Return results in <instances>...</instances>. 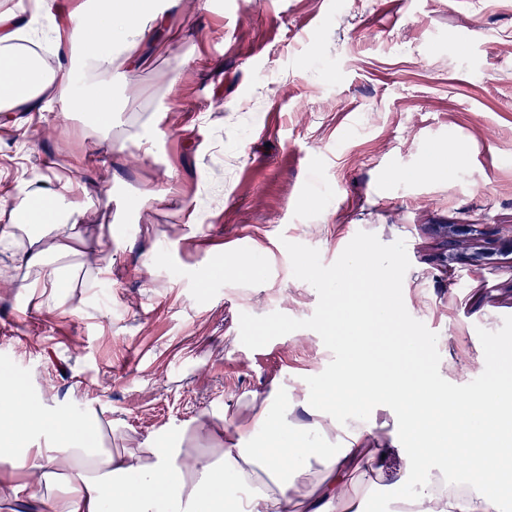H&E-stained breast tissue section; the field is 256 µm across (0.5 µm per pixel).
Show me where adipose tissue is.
<instances>
[{"label": "adipose tissue", "mask_w": 512, "mask_h": 512, "mask_svg": "<svg viewBox=\"0 0 512 512\" xmlns=\"http://www.w3.org/2000/svg\"><path fill=\"white\" fill-rule=\"evenodd\" d=\"M54 0H34L31 12L0 8V112L28 114L60 105L85 116L109 136L112 131V78L135 68L151 38L167 39L168 12L153 0H78L70 13L81 38L55 42L56 66H47L33 48L35 24L53 14ZM13 223L0 227V244L11 247L12 262L28 293L59 288L72 279L77 227L83 217L78 188L47 181L12 199L0 198ZM303 405L312 429L339 432L337 447L324 448L289 429L270 401L250 420L269 449L258 453L243 439L224 444L219 464L183 453L158 439L141 448L109 449L97 416L75 419L51 406L32 407L26 392L0 377V489L34 469L40 494L28 498L37 512L43 497L54 512H223L224 478L233 476L243 494L241 512H288L295 479L304 461L324 456L328 471L309 494L311 512H350L346 479L373 469L380 454L369 447L363 428L376 410L399 414L404 422L393 443L410 460L399 485L411 496V512H506V494L487 491L489 478L512 463V388L489 386L463 402L448 389L424 379H384L369 363L342 362L323 392L306 395ZM477 461V479L468 490L447 487L437 462L463 466Z\"/></svg>", "instance_id": "adipose-tissue-1"}]
</instances>
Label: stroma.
Returning <instances> with one entry per match:
<instances>
[{
  "instance_id": "obj_1",
  "label": "stroma",
  "mask_w": 512,
  "mask_h": 512,
  "mask_svg": "<svg viewBox=\"0 0 512 512\" xmlns=\"http://www.w3.org/2000/svg\"><path fill=\"white\" fill-rule=\"evenodd\" d=\"M173 20L114 77L111 143L58 109L0 114V197L87 187L65 288L0 278V372L98 412L113 447L164 438L218 462L253 402L306 421L305 379L333 358L310 329L241 342V313L315 311L285 242L329 265L365 231L405 241L404 303L442 377H478V329L512 316V0H182ZM238 253L260 276L232 269ZM368 427L384 457L351 495L402 512L401 421Z\"/></svg>"
}]
</instances>
